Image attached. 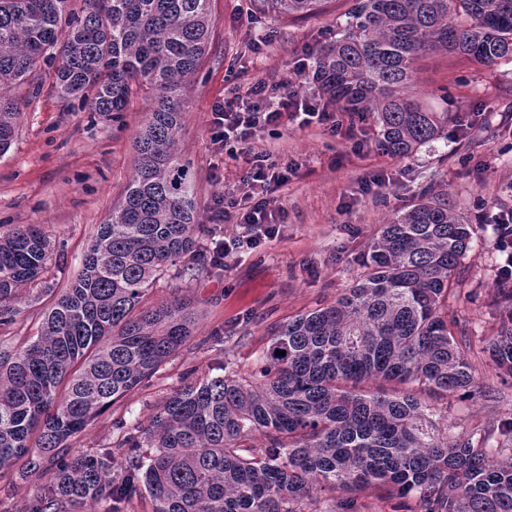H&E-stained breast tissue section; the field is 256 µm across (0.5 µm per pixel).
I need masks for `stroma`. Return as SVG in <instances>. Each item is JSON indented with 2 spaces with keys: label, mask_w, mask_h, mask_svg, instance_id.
<instances>
[{
  "label": "stroma",
  "mask_w": 512,
  "mask_h": 512,
  "mask_svg": "<svg viewBox=\"0 0 512 512\" xmlns=\"http://www.w3.org/2000/svg\"><path fill=\"white\" fill-rule=\"evenodd\" d=\"M352 0H322L308 14L251 21V0H210L212 29L207 52L188 91L179 149L196 180L197 209L209 224L213 199L239 187L248 169L243 158L217 151L211 141L212 110L223 101L227 71L241 83L271 77L315 92L311 74L293 63L304 48L319 50L343 29ZM414 96L448 122L440 136L399 156L383 150L373 118L356 123L366 140L355 154L354 139L330 135L322 126L295 124L264 134L268 149L298 171L273 194L276 237L227 258L200 276L166 275L148 291V304L184 296L194 300L199 321L190 342L146 382L129 391L86 430L69 441L93 452L114 447L124 436L119 421L148 425L174 390L223 371L250 368L280 325L335 304L359 278L360 259L383 224L418 203L439 198L472 224L474 235L460 278L448 296V315L483 388L480 397L441 399L448 433L480 437L512 419V378L482 350L495 335L499 310L496 251L491 224L499 209L512 207V62L488 66L445 51L423 53L414 63ZM21 112L9 151L0 157V231L36 224L55 246L47 281L62 288L81 266L84 252L134 175V140L152 99L135 92L119 117L81 109L53 87V69L40 65L25 82L9 87ZM384 171L391 180L374 191L362 188ZM46 301L22 290L20 314L0 328V343L13 348L35 336ZM43 478L11 470L0 475V512H24Z\"/></svg>",
  "instance_id": "stroma-1"
}]
</instances>
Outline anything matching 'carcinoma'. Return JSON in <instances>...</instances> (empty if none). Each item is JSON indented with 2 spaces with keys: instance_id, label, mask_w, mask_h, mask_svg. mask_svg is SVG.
<instances>
[{
  "instance_id": "obj_1",
  "label": "carcinoma",
  "mask_w": 512,
  "mask_h": 512,
  "mask_svg": "<svg viewBox=\"0 0 512 512\" xmlns=\"http://www.w3.org/2000/svg\"><path fill=\"white\" fill-rule=\"evenodd\" d=\"M0 0V154L15 137L6 89L40 62L90 112H122L133 89L155 106L135 141V174L99 225L81 268L43 313L37 336L0 347V470L48 475L27 512L104 504L123 512L142 491L155 512H305L315 491L348 497L374 485L420 512H512V447L448 435L424 395L482 393L445 304L473 227L439 199L383 225L363 275L336 304L281 325L256 367L207 377L166 399L115 448L67 442L151 376L194 335L195 302L142 306L155 280L197 253L190 167L175 150L187 82L208 49L210 0ZM321 0H253L255 13H309ZM444 49L494 65L512 59V0H354L342 36L320 49L318 90L342 111L375 115L384 150L434 140L443 117L409 95L413 62ZM54 248L36 224L0 234V326ZM497 335L483 351L512 378V288L496 296ZM285 355L278 356L276 351ZM262 433L256 448L250 436ZM125 459L118 467L116 457Z\"/></svg>"
}]
</instances>
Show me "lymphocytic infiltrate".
<instances>
[{"mask_svg": "<svg viewBox=\"0 0 512 512\" xmlns=\"http://www.w3.org/2000/svg\"><path fill=\"white\" fill-rule=\"evenodd\" d=\"M318 123L337 131L343 123L332 101L314 99L293 86L273 83L265 78L251 81L246 89L232 87L223 103L212 114V142L217 148L247 156L250 167L235 192L222 193L213 200V223L236 221V235L212 239L211 253L224 259L241 248H255L260 239L275 235L270 195L288 182L293 165H281L255 143L264 132H272L289 123Z\"/></svg>", "mask_w": 512, "mask_h": 512, "instance_id": "lymphocytic-infiltrate-1", "label": "lymphocytic infiltrate"}]
</instances>
